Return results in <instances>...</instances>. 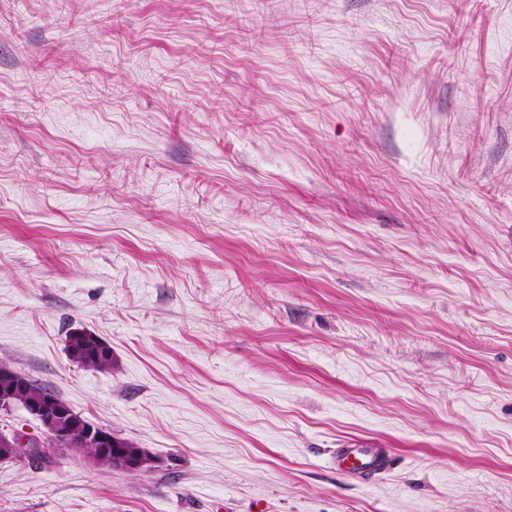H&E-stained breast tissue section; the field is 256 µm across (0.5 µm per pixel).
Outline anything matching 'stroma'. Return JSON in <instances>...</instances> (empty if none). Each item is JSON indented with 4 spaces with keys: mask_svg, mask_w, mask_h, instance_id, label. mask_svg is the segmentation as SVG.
Instances as JSON below:
<instances>
[{
    "mask_svg": "<svg viewBox=\"0 0 512 512\" xmlns=\"http://www.w3.org/2000/svg\"><path fill=\"white\" fill-rule=\"evenodd\" d=\"M1 361L153 463L0 512H512V0H0ZM77 337H71V334L78 333L80 330L69 332L66 340H69V346L66 348L69 359L86 370L103 372L114 370L117 367V359L112 353V347L103 339L87 331ZM103 343L107 345L109 356L104 355ZM69 350V351H68ZM332 463L337 473L363 480L389 473L394 456L388 448H358V444H346L336 448Z\"/></svg>",
    "mask_w": 512,
    "mask_h": 512,
    "instance_id": "stroma-1",
    "label": "stroma"
}]
</instances>
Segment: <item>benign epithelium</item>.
<instances>
[{
	"label": "benign epithelium",
	"mask_w": 512,
	"mask_h": 512,
	"mask_svg": "<svg viewBox=\"0 0 512 512\" xmlns=\"http://www.w3.org/2000/svg\"><path fill=\"white\" fill-rule=\"evenodd\" d=\"M0 382L5 385L4 392L0 394V410H10L17 406L16 395L21 392L25 394V402L20 405L21 408L38 420L44 430L41 438H29L18 432L0 431L1 446L13 448L20 444L34 452H41L50 439H59L69 445L79 443L96 448H110L116 441L112 432L76 417L66 403L28 395V390L19 385V373L7 365L0 366Z\"/></svg>",
	"instance_id": "1"
}]
</instances>
